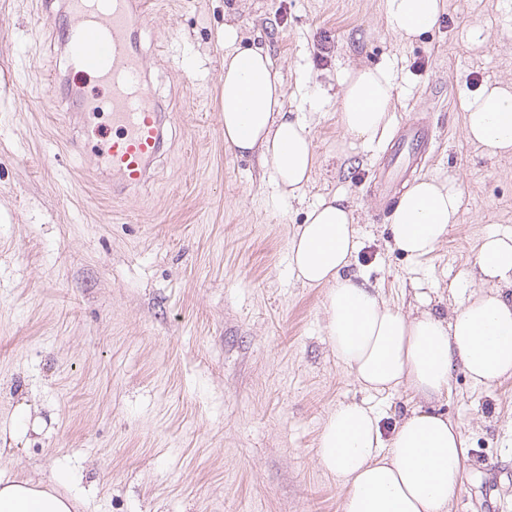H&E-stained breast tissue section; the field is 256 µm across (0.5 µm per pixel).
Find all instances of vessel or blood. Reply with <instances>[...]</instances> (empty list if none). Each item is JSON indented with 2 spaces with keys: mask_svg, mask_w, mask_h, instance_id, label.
<instances>
[{
  "mask_svg": "<svg viewBox=\"0 0 512 512\" xmlns=\"http://www.w3.org/2000/svg\"><path fill=\"white\" fill-rule=\"evenodd\" d=\"M64 22L56 28L73 78L94 76L109 90V121L95 130L97 158L112 172V190L124 195L148 183L165 154L170 108L151 89L139 27L148 0H61ZM398 147L415 157L429 145V126L417 120L402 128Z\"/></svg>",
  "mask_w": 512,
  "mask_h": 512,
  "instance_id": "obj_1",
  "label": "vessel or blood"
}]
</instances>
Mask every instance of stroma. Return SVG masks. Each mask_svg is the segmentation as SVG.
<instances>
[{"mask_svg":"<svg viewBox=\"0 0 512 512\" xmlns=\"http://www.w3.org/2000/svg\"><path fill=\"white\" fill-rule=\"evenodd\" d=\"M142 40L177 117L148 188L119 198L92 180L72 119L63 53L41 0H0V474L53 485L76 512H341L319 435L342 401L384 432L415 400L363 392L333 354L325 291L292 275L288 246L308 207L355 209L350 270L411 310L422 288L450 313L477 283L480 239L512 233V156L463 132V101L512 82V0H446L411 43L382 0H157ZM264 47L288 107L309 118L316 166L303 202L279 196L256 159L224 147V19ZM383 65L400 95L394 131L427 119L424 163L456 177V224L429 256L390 243L374 193L394 139L349 147L336 112L345 72ZM435 409L466 438L456 512H512V379L485 389L454 370Z\"/></svg>","mask_w":512,"mask_h":512,"instance_id":"35a3bbf8","label":"stroma"}]
</instances>
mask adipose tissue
<instances>
[{
  "instance_id": "obj_1",
  "label": "adipose tissue",
  "mask_w": 512,
  "mask_h": 512,
  "mask_svg": "<svg viewBox=\"0 0 512 512\" xmlns=\"http://www.w3.org/2000/svg\"><path fill=\"white\" fill-rule=\"evenodd\" d=\"M444 0H383L386 26L402 41L431 30ZM224 25V145L257 157L278 194L303 200L316 157L311 128L289 111L281 70L260 46L239 44ZM400 85L386 66L346 71L336 99L340 124L363 147L389 133ZM468 141L488 156L512 155V83L486 86L463 103ZM462 188L455 178L416 179L392 211V242L411 258L432 254L457 220ZM354 209L335 196L310 207L289 244V264L307 287L325 288L324 331L332 352L368 393L406 388L417 404L383 439L366 403L340 402L324 422L317 456L342 491V512H452L461 489L466 440L434 410L453 369L490 388L512 378V234L490 233L477 247L481 282L450 314L423 292L418 313L389 305L348 268L357 249ZM73 498L53 486L0 476V512H73Z\"/></svg>"
}]
</instances>
